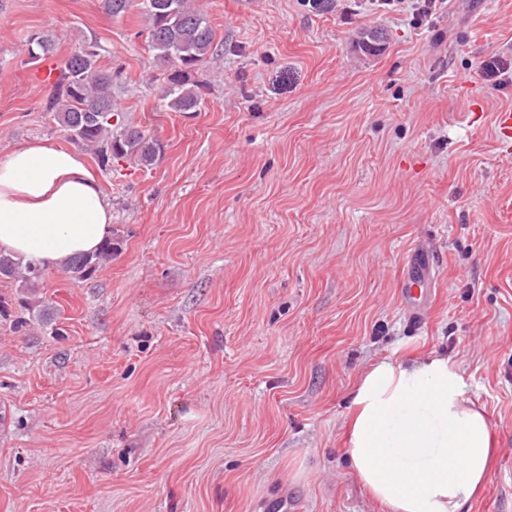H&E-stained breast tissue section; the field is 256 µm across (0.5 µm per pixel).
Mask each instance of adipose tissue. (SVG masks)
Here are the masks:
<instances>
[{"label": "adipose tissue", "instance_id": "adipose-tissue-1", "mask_svg": "<svg viewBox=\"0 0 512 512\" xmlns=\"http://www.w3.org/2000/svg\"><path fill=\"white\" fill-rule=\"evenodd\" d=\"M111 232L112 210L78 153L35 141L0 157V249L57 266ZM492 445L484 412L445 357L382 359L353 387L345 454L383 512H463Z\"/></svg>", "mask_w": 512, "mask_h": 512}]
</instances>
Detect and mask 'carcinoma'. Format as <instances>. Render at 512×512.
<instances>
[{
  "label": "carcinoma",
  "instance_id": "carcinoma-1",
  "mask_svg": "<svg viewBox=\"0 0 512 512\" xmlns=\"http://www.w3.org/2000/svg\"><path fill=\"white\" fill-rule=\"evenodd\" d=\"M113 17L125 15L142 5L150 47L164 66L162 99L172 112H196L203 101L201 84L194 73L216 52L215 33L207 16L189 0H102ZM49 41L33 35L27 51L33 62L49 52ZM99 53L88 43L74 51L61 65L54 85L51 111L69 140L93 151L104 165L133 161L148 168L161 153L160 142L146 131L123 123L113 103L112 75L98 66ZM121 250V239L109 238L93 254L75 256L62 265L73 281L86 280L112 261ZM46 269L0 251V279L19 283L16 304L20 310L39 300ZM10 321L14 332L27 331L29 322L12 315L0 298V320Z\"/></svg>",
  "mask_w": 512,
  "mask_h": 512
}]
</instances>
